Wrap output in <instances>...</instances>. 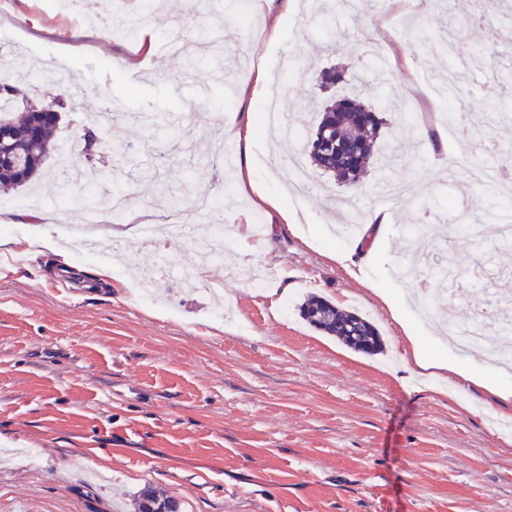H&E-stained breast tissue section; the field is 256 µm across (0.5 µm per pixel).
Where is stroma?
I'll return each mask as SVG.
<instances>
[{"label":"stroma","mask_w":512,"mask_h":512,"mask_svg":"<svg viewBox=\"0 0 512 512\" xmlns=\"http://www.w3.org/2000/svg\"><path fill=\"white\" fill-rule=\"evenodd\" d=\"M474 6L450 0L444 12L437 0H416L408 13L398 0H368L360 16L342 0H296L288 13L276 0H249L244 11L237 0H189L151 13L132 41L122 31L139 19L136 0L98 21L60 0H0V45L17 52L22 89L63 95L69 106L45 172L22 190L40 210L0 211V255L14 259L0 272V512H135L148 485L175 496L182 512H512V440L497 439L472 409L496 403L407 366L401 341L407 328L424 355L452 356L436 336L439 322L512 300V251L496 252L489 239L415 240V258L449 259L460 272L425 323L410 307L411 289L391 274L394 242L409 226L493 221L483 184L461 188L432 161L458 151L437 121L456 108L435 92L452 69L465 73L479 102L468 115L472 164L512 153V133L490 123L512 111V82L487 67L492 58L512 71V0L464 28L472 57L439 45L448 18ZM199 26L223 31L224 44L189 72L159 43L172 29L186 35ZM333 67L347 71L337 93L358 94L387 120L383 141L395 163L368 175L358 207L390 216L373 251L376 285L393 296V313L327 259L328 225L349 221L330 202L342 189L328 194L321 176L298 186L282 174L310 166L304 146L324 98L313 77ZM259 69L266 83L254 98ZM272 93L286 130L261 124ZM106 107L124 136L100 134L84 155V130ZM248 116L258 139L252 174L297 215L299 235L282 233L279 215L238 178L243 145L228 121ZM63 157L84 174L65 197L56 180ZM102 170L112 192L139 183L128 208L142 220L223 225L221 260L207 267L214 291L183 288L185 273L203 266L188 237L162 251L167 273L141 284L159 251L137 233L120 238L107 262L70 260L88 275L107 271L110 287H59L44 239L68 252L65 227L127 222L100 197L94 176ZM153 172L182 182L181 209L145 184ZM404 179L414 185L406 200L377 195L378 184ZM219 194L222 207L197 208ZM240 224L260 225V237L237 243ZM17 225L35 229L31 245H14ZM271 254L281 270L254 288ZM477 263L484 285L471 289ZM283 280L288 293L271 304L264 292ZM310 294L366 314L384 353L354 351L302 320ZM219 303L229 318L209 319Z\"/></svg>","instance_id":"1"}]
</instances>
